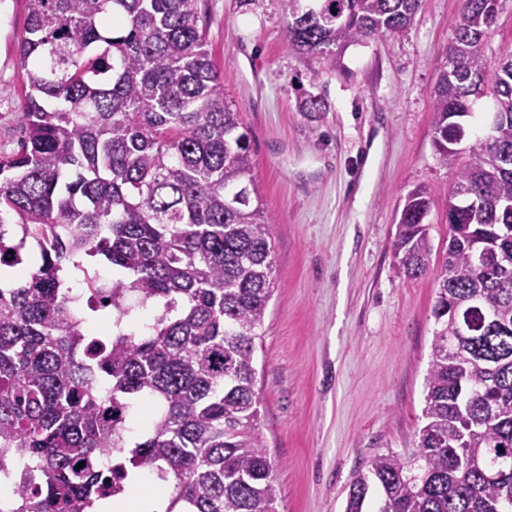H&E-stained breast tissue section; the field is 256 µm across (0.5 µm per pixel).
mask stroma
<instances>
[{"instance_id":"stroma-1","label":"stroma","mask_w":512,"mask_h":512,"mask_svg":"<svg viewBox=\"0 0 512 512\" xmlns=\"http://www.w3.org/2000/svg\"><path fill=\"white\" fill-rule=\"evenodd\" d=\"M195 6L272 219L277 288L255 359L277 512H344L354 475L411 455L421 425L437 288L400 272L395 213L455 175L436 160L431 108L462 3L422 0L404 32L332 66L289 47L280 0ZM26 16V0H0V156L23 136Z\"/></svg>"}]
</instances>
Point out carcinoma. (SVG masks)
<instances>
[{
    "label": "carcinoma",
    "instance_id": "1",
    "mask_svg": "<svg viewBox=\"0 0 512 512\" xmlns=\"http://www.w3.org/2000/svg\"><path fill=\"white\" fill-rule=\"evenodd\" d=\"M281 2L288 44L331 65L402 32L420 0ZM462 2L432 103L438 162L459 158L476 100L496 123L452 181L397 211L399 269L438 288L422 425L412 455L354 476L345 512L373 491L376 512H512V55L483 51L498 0ZM27 5L24 141L0 156V275L23 271L0 288V442L40 473L23 510L89 512L111 479L152 465L173 487L167 512H276L254 361L276 285L271 221L195 0ZM97 260L126 276L99 280ZM132 296L162 302L146 334L120 329ZM108 308L117 331L101 337L88 313ZM139 396L163 410L128 446ZM430 222L432 223L430 236L434 245L433 257H438L441 256V248L446 242V239H448V218L440 198L435 200V207L430 215Z\"/></svg>",
    "mask_w": 512,
    "mask_h": 512
}]
</instances>
